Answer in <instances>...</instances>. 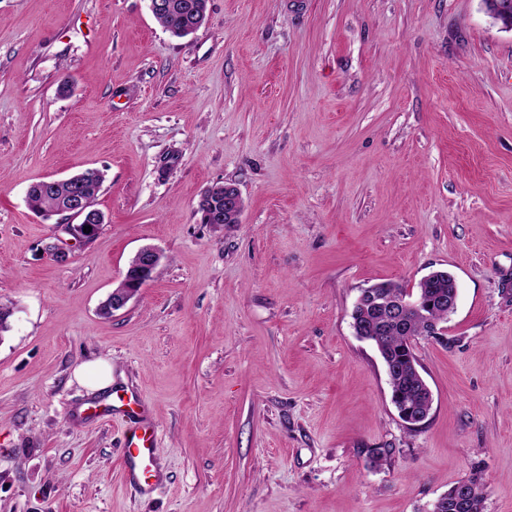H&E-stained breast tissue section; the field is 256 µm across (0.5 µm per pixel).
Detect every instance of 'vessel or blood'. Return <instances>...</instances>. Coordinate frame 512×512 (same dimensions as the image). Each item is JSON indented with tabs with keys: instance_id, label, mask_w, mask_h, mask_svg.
Instances as JSON below:
<instances>
[{
	"instance_id": "vessel-or-blood-1",
	"label": "vessel or blood",
	"mask_w": 512,
	"mask_h": 512,
	"mask_svg": "<svg viewBox=\"0 0 512 512\" xmlns=\"http://www.w3.org/2000/svg\"><path fill=\"white\" fill-rule=\"evenodd\" d=\"M109 410L122 415L125 423L123 457L130 482L141 489H151L159 479L160 448L155 423L148 418L142 402L123 390H113Z\"/></svg>"
}]
</instances>
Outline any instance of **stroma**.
<instances>
[{"label":"stroma","mask_w":512,"mask_h":512,"mask_svg":"<svg viewBox=\"0 0 512 512\" xmlns=\"http://www.w3.org/2000/svg\"><path fill=\"white\" fill-rule=\"evenodd\" d=\"M86 168L79 239L26 193ZM224 181L240 223H202ZM146 245L158 274L102 317ZM434 269L457 309L414 342L411 430L351 311ZM0 305V512H426L476 471L512 512V33L480 0H209L185 38L148 0H0ZM98 359L158 426L152 492L124 423L83 416Z\"/></svg>","instance_id":"1"}]
</instances>
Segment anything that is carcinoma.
Wrapping results in <instances>:
<instances>
[{
	"label": "carcinoma",
	"instance_id": "obj_1",
	"mask_svg": "<svg viewBox=\"0 0 512 512\" xmlns=\"http://www.w3.org/2000/svg\"><path fill=\"white\" fill-rule=\"evenodd\" d=\"M170 7L153 14L155 20L173 36L178 38L192 34L198 23L188 6L195 4L207 10L206 0H166ZM81 183L84 195L95 201L103 176L86 169L64 179H48L32 184L27 192L29 206L37 212L61 211L75 183ZM451 274L436 270L416 284L413 295L432 300L450 292ZM408 294L407 288L395 281H384L371 288L363 289V295L353 307L351 318L361 327V339L371 342L380 354L386 367L391 390V402L421 416H426L429 390L419 371V363L411 346V339L427 335L430 326L448 320V308L430 305L418 311H411L401 319H395L393 306ZM485 498L481 478L474 473L451 486L437 498L430 512H483Z\"/></svg>",
	"mask_w": 512,
	"mask_h": 512
}]
</instances>
